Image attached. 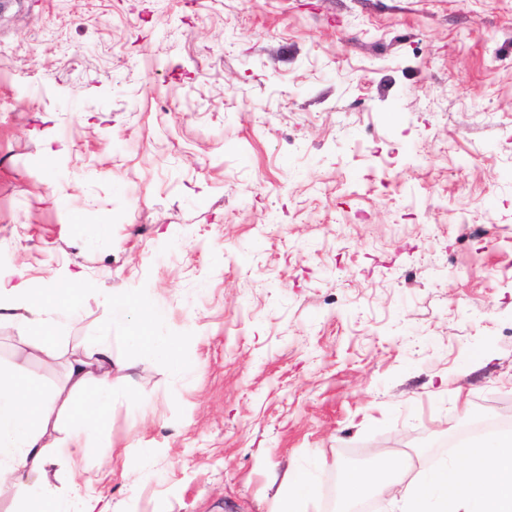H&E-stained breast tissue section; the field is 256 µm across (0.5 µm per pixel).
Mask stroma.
<instances>
[{"instance_id": "stroma-1", "label": "stroma", "mask_w": 512, "mask_h": 512, "mask_svg": "<svg viewBox=\"0 0 512 512\" xmlns=\"http://www.w3.org/2000/svg\"><path fill=\"white\" fill-rule=\"evenodd\" d=\"M19 268L84 274L63 348L133 365L86 457L107 512H267L292 467L329 512L347 457L460 459L512 416V0H0ZM105 305L112 311L113 318L126 321L128 312H136V319L130 326L126 342L135 347H148L154 357L163 360L175 368L187 361L181 336H152L151 327L162 316V310L148 297H139L135 301L108 295L104 298Z\"/></svg>"}]
</instances>
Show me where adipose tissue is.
Wrapping results in <instances>:
<instances>
[{
  "label": "adipose tissue",
  "mask_w": 512,
  "mask_h": 512,
  "mask_svg": "<svg viewBox=\"0 0 512 512\" xmlns=\"http://www.w3.org/2000/svg\"><path fill=\"white\" fill-rule=\"evenodd\" d=\"M83 288V280L76 279L58 295L33 287L19 270L0 278V320L15 325L25 355L47 366L67 361L66 379L53 390L26 379L21 368L0 370V482L9 484L21 512H94L81 484L58 488L44 478L47 466L58 460L72 472L81 470L130 369L114 356L107 335L82 353L68 354L59 346L54 331L77 316ZM104 303L113 317L135 314L129 345L149 348L173 367L185 364L181 337L151 335L162 311L149 298L109 295ZM464 459L461 465L441 464L417 480L407 479L398 465L382 474L354 469L344 476V498L386 494L401 500L402 512H512V432L472 445Z\"/></svg>",
  "instance_id": "1"
}]
</instances>
